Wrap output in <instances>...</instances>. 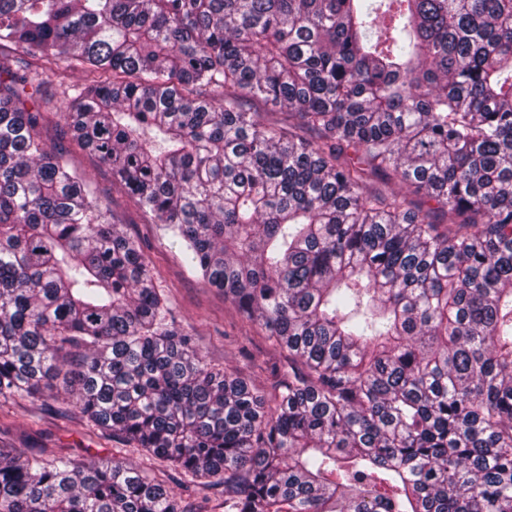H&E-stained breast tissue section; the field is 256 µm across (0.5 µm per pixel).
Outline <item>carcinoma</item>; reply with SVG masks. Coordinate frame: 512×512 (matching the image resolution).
<instances>
[{"mask_svg":"<svg viewBox=\"0 0 512 512\" xmlns=\"http://www.w3.org/2000/svg\"><path fill=\"white\" fill-rule=\"evenodd\" d=\"M49 82L273 391L176 327ZM59 380L142 462L0 448V512H210L156 460L224 512H512V0H0V395ZM156 475L160 480L165 481V485L173 490L175 493L182 494L183 496H187V494H191L192 499L195 497L197 492H200L201 495L205 494L211 499V505L215 506V511L213 512H224V488H209L205 490H195L193 492H186L185 485L189 481L188 478H185L181 474L174 473L165 468L164 463L160 461H155L154 463Z\"/></svg>","mask_w":512,"mask_h":512,"instance_id":"obj_1","label":"carcinoma"}]
</instances>
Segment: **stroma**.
<instances>
[{
  "label": "stroma",
  "mask_w": 512,
  "mask_h": 512,
  "mask_svg": "<svg viewBox=\"0 0 512 512\" xmlns=\"http://www.w3.org/2000/svg\"><path fill=\"white\" fill-rule=\"evenodd\" d=\"M41 135L47 145L64 152L71 165L89 182L102 203L112 211L113 223L145 245V257L157 288L178 325L193 336L198 348L214 367H233L263 390L271 378L262 362L286 364L288 355L276 351L259 326L239 315L222 292L205 285L187 263L182 242L154 224L124 194L109 167L100 165L80 150L66 133L62 113H48ZM0 448L21 453L42 448L82 461L120 454L139 462L132 448H119L109 434L92 429L66 390L48 401L0 398Z\"/></svg>",
  "instance_id": "stroma-1"
}]
</instances>
